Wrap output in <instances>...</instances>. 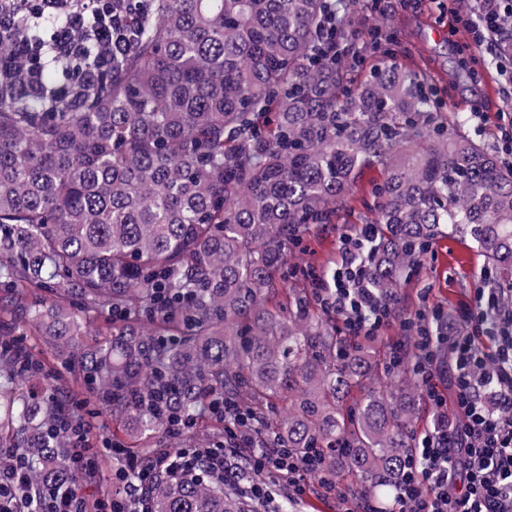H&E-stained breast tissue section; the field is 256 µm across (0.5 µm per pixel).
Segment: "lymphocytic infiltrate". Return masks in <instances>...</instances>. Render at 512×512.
I'll return each mask as SVG.
<instances>
[{
	"label": "lymphocytic infiltrate",
	"mask_w": 512,
	"mask_h": 512,
	"mask_svg": "<svg viewBox=\"0 0 512 512\" xmlns=\"http://www.w3.org/2000/svg\"><path fill=\"white\" fill-rule=\"evenodd\" d=\"M480 2L478 13L459 17L478 49L512 27L502 0ZM374 235V225L363 224L341 237L332 277L319 279L313 293L351 339L374 341L391 322H399L407 337L392 344L391 354L397 359L413 352L425 399L445 419L441 429L415 438L397 499L404 512H512V305L503 304L493 272L484 267L478 273L480 288L456 316L426 304L396 316L367 285L364 252ZM444 381L451 382L452 397L440 390ZM206 411L223 413L222 443L145 455L113 445L116 492L94 501L74 483L32 486L16 450L0 449V512H24L32 503L40 512H151V488L164 476L237 486L262 506L281 491L291 502L314 492L335 496L340 512H376L371 499L341 491L318 452L300 459L273 443L264 419L230 402Z\"/></svg>",
	"instance_id": "lymphocytic-infiltrate-1"
}]
</instances>
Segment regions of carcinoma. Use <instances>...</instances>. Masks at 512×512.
<instances>
[{
    "instance_id": "cac0c4a2",
    "label": "carcinoma",
    "mask_w": 512,
    "mask_h": 512,
    "mask_svg": "<svg viewBox=\"0 0 512 512\" xmlns=\"http://www.w3.org/2000/svg\"><path fill=\"white\" fill-rule=\"evenodd\" d=\"M0 0V447L30 480L77 483L63 421L85 422L62 379L108 407L132 448L195 427L225 399L276 443L399 512L424 388L338 334L292 255L330 224L356 174L379 166L368 280L396 302L440 235L470 240L512 289V166L459 124L379 43L359 82L347 18L328 0H98L123 37L48 57L63 12ZM47 92L28 94L32 71ZM44 349L17 343L25 331ZM153 512H247L201 480L160 479Z\"/></svg>"
}]
</instances>
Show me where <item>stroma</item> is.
Instances as JSON below:
<instances>
[{
    "label": "stroma",
    "instance_id": "obj_1",
    "mask_svg": "<svg viewBox=\"0 0 512 512\" xmlns=\"http://www.w3.org/2000/svg\"><path fill=\"white\" fill-rule=\"evenodd\" d=\"M477 11L479 0H412L411 4L393 6L389 23L395 33L390 45L397 59L406 67L424 66L436 95L447 104L448 121L467 119L474 105L487 107L486 119L471 133L493 149L501 147L499 112L512 110L508 85L495 67L484 61L471 48L472 36L451 16L454 7ZM383 176L381 168L364 169L357 181L355 196L344 205L334 224L312 226L309 235L294 255L302 266L315 271L335 269L339 259L338 241L356 226L370 219L368 208L371 188ZM484 259L468 240L440 237L431 244L421 266L406 272L399 306L415 308L420 291H427L429 304L456 313L459 306L470 301L479 286L477 274Z\"/></svg>",
    "mask_w": 512,
    "mask_h": 512
}]
</instances>
